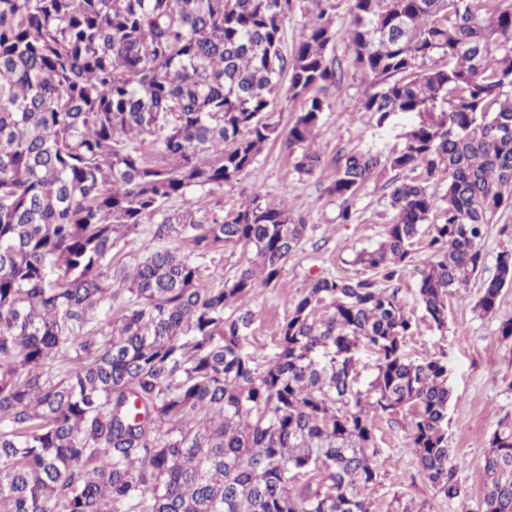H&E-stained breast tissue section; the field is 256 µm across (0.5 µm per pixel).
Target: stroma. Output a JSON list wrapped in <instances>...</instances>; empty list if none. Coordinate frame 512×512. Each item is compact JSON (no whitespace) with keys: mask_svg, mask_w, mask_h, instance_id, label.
<instances>
[{"mask_svg":"<svg viewBox=\"0 0 512 512\" xmlns=\"http://www.w3.org/2000/svg\"><path fill=\"white\" fill-rule=\"evenodd\" d=\"M334 5L330 16L336 41L331 55L343 72V80L322 93L328 106L313 142L322 155L321 168L313 176L297 177L291 172L292 159L283 141L269 142L234 186L192 187L173 202L177 208L195 209L218 200L230 214L258 192L267 199L284 202L293 219L307 224V234L289 258L278 284L257 289L238 303L241 311L253 316L244 349L258 355L263 363L278 356L279 325L310 283L324 276L360 277L357 253L382 241L385 226L393 218L383 182H369L360 190L347 222L340 217L335 198L327 193L334 179L333 160L337 154L365 149L374 140L389 150L398 144L395 135L380 133L368 113L360 109L366 84L353 65L345 39L352 0H334ZM481 249L485 255L482 270L466 288L448 298L446 329L438 331L420 324L404 345L411 359L436 357L448 365L452 391L448 445L455 448L461 461L456 478L467 496L462 501L451 500L438 493L420 472L407 446L403 417L377 413L373 416L380 450L377 480L368 491L373 512H460L464 507L475 512L482 495V464L489 440L499 421L512 417V337H503L499 331L502 321L512 317V285L503 288L495 314L483 313L477 302L483 281L496 272L498 254L512 249V207L501 210L496 223L488 225ZM430 260L431 253L424 244H416L409 265L396 283L398 298L408 311L420 310L417 285Z\"/></svg>","mask_w":512,"mask_h":512,"instance_id":"obj_1","label":"stroma"}]
</instances>
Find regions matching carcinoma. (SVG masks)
<instances>
[{"label": "carcinoma", "instance_id": "1", "mask_svg": "<svg viewBox=\"0 0 512 512\" xmlns=\"http://www.w3.org/2000/svg\"><path fill=\"white\" fill-rule=\"evenodd\" d=\"M346 39L371 79L378 130L400 147L336 156L328 193L350 219L389 172L394 212L365 277H320L279 324L281 352H244L248 312L276 286L306 225L260 193L232 217L167 203L230 185L281 136L283 78L303 105L288 127L293 171L341 82L327 10L283 47L288 0H0V512H372L370 412L403 413L422 474L460 495L448 448V367L409 359L418 318L379 281L398 279L428 236L417 293L447 325L448 295L485 256L512 206V2L352 0ZM445 187L437 197L433 186ZM146 224L159 246L112 288V261ZM242 244L224 280L192 260ZM478 307L512 283L497 256ZM377 355L359 387L360 347ZM478 512H512V419L484 457ZM252 257V252L241 244L225 247L223 251V260L219 268V271L223 268L224 280L232 278L239 268L247 266Z\"/></svg>", "mask_w": 512, "mask_h": 512}]
</instances>
